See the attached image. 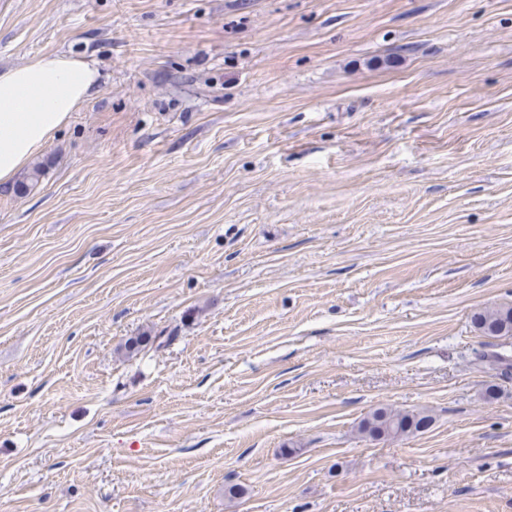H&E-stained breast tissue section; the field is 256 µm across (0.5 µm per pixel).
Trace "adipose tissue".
Returning a JSON list of instances; mask_svg holds the SVG:
<instances>
[{
  "instance_id": "1",
  "label": "adipose tissue",
  "mask_w": 512,
  "mask_h": 512,
  "mask_svg": "<svg viewBox=\"0 0 512 512\" xmlns=\"http://www.w3.org/2000/svg\"><path fill=\"white\" fill-rule=\"evenodd\" d=\"M100 83L96 67L63 53L0 70V186L12 185Z\"/></svg>"
}]
</instances>
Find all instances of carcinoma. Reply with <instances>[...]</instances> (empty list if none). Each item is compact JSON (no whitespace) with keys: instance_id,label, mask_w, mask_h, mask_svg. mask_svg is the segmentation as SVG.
<instances>
[{"instance_id":"carcinoma-1","label":"carcinoma","mask_w":512,"mask_h":512,"mask_svg":"<svg viewBox=\"0 0 512 512\" xmlns=\"http://www.w3.org/2000/svg\"><path fill=\"white\" fill-rule=\"evenodd\" d=\"M481 335L499 340L494 348L475 350L476 364L484 372H496L502 378L512 377V304L504 303L479 311L472 318ZM170 337L159 332L132 336L125 342L130 354L146 349L158 351L167 345ZM433 417L425 411H397L379 407L359 424L358 431L371 440H394L427 431Z\"/></svg>"}]
</instances>
